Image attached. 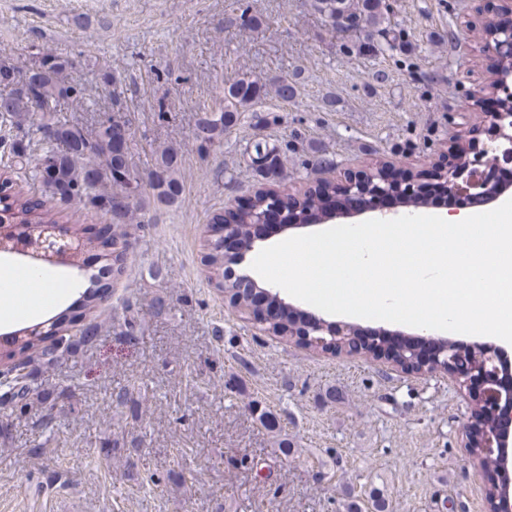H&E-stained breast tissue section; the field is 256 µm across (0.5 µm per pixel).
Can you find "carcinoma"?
<instances>
[{"instance_id": "obj_1", "label": "carcinoma", "mask_w": 512, "mask_h": 512, "mask_svg": "<svg viewBox=\"0 0 512 512\" xmlns=\"http://www.w3.org/2000/svg\"><path fill=\"white\" fill-rule=\"evenodd\" d=\"M316 8L333 20L340 16L358 27L377 28L380 41L366 46V51L380 54L386 47L395 48V38L381 27L386 0H316ZM67 67V61L57 57L46 60L38 51L29 52L23 61H0V81L10 73L25 76L23 84H14L7 95H0V126L18 130L17 134L0 140V148L12 165L30 168L33 180L47 175L48 198L75 201L86 211L109 217L112 240L101 243L95 254L100 259L99 269L86 276L87 285L82 293L83 309L94 313L108 304L112 279L124 272L127 225L141 223L142 190H149L161 204L173 205L182 194V180L178 155L170 149L156 153L145 179L131 178L129 149L119 150L115 146L116 136L130 133V122L118 113L99 119L91 131L45 120L39 125L42 138L35 141L24 134L25 126L33 123L37 114L50 112L57 99L66 98L77 107L81 105V91L70 83ZM272 86L275 96L285 103L295 97L293 79L276 80ZM265 88L266 84L247 75L224 85L220 111L205 109L200 113L195 132L198 152L209 153L223 138L224 131L235 126L241 114L264 94ZM284 153V148L258 140L253 144L251 167L263 179L281 178ZM56 216L53 207L20 191L0 197V220L9 224H55ZM206 258L210 279L223 283L224 291L239 298L241 305L248 304L252 286L237 279H225L221 239L208 245ZM102 329V322L94 316L82 325L79 334L72 335L61 318L55 326L60 340L55 349L42 347L34 339L21 340L16 356L23 374L10 381L0 380V395L12 400L27 398L30 387L24 370L33 363L48 365L63 353L93 342Z\"/></svg>"}]
</instances>
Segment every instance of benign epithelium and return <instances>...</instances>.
<instances>
[{"mask_svg":"<svg viewBox=\"0 0 512 512\" xmlns=\"http://www.w3.org/2000/svg\"><path fill=\"white\" fill-rule=\"evenodd\" d=\"M485 29L490 39L488 49L493 53L489 74L492 101L495 103V108L485 115L489 123L488 138L485 141L472 139L464 143H452L442 162L436 165L434 177L440 183V189L451 197H476L497 203L512 195L511 183L495 180V172L501 165L512 164V65L509 64L512 60V25L489 17L485 21ZM316 188L324 202L319 216H312L310 212L301 209L299 199L302 195L293 193L288 194L286 201L274 195L275 204L267 209L252 208L256 196L265 193L263 189L251 195L241 210L253 209L256 226L274 218L281 228L290 231L370 213L386 218L393 214V211L387 209L393 199L428 195V187L421 175L390 166H381L369 172L350 173L340 182L319 181ZM238 215L239 212H233L224 217V223L210 225L211 236L222 235L228 242L237 241L234 228ZM15 232V225L0 224V250L39 265L65 266L71 254L83 244L81 239L72 234L67 224H39L32 230L33 241L29 245L9 249L7 245L12 242ZM277 312L276 308L243 310L265 332ZM385 335L387 332L380 331L371 337V343L362 345L352 326L337 325L313 315L303 321L295 342L306 347L319 336H336L344 340V349L384 358L407 372L448 374L464 392L468 402L486 413L512 407V389L501 386V369L496 364L494 347L483 344L478 354L463 352L453 340L440 338L434 348L424 353L406 347L397 352H384L380 347L381 337ZM477 444L498 455L496 471L508 472L505 448L512 444L509 438L500 432L490 434L485 428L480 434L470 428L466 430L464 447L468 448L474 466L480 472L489 474L491 469L476 454Z\"/></svg>","mask_w":512,"mask_h":512,"instance_id":"1","label":"benign epithelium"}]
</instances>
